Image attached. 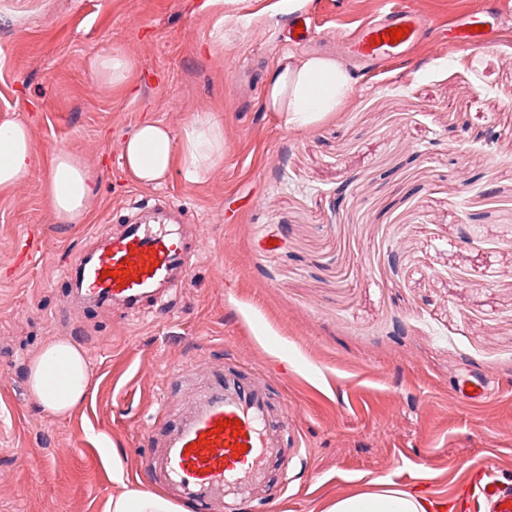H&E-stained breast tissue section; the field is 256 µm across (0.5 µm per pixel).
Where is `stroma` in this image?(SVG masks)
I'll list each match as a JSON object with an SVG mask.
<instances>
[{"label": "stroma", "instance_id": "1", "mask_svg": "<svg viewBox=\"0 0 512 512\" xmlns=\"http://www.w3.org/2000/svg\"><path fill=\"white\" fill-rule=\"evenodd\" d=\"M491 1V41L352 67L343 106L292 131L264 105L270 71L386 0H310L305 44L283 36L286 0H0V123L35 147L0 193V512H106L146 486L149 427L191 397L171 371L200 384L227 362L271 380L304 448L274 464L272 507L238 512H323L375 480L483 512L459 498L469 480L512 481V0H403L439 26ZM110 51L127 85L98 77ZM203 112L224 155L199 180L139 183L112 155L144 119L178 133ZM57 149L97 177L84 223L46 201ZM149 200L179 205L200 238L186 284L145 315L64 309L68 255ZM55 339L91 370L64 416L27 386ZM462 377L489 380L480 404L460 402Z\"/></svg>", "mask_w": 512, "mask_h": 512}]
</instances>
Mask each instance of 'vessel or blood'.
I'll return each instance as SVG.
<instances>
[{
    "label": "vessel or blood",
    "instance_id": "1",
    "mask_svg": "<svg viewBox=\"0 0 512 512\" xmlns=\"http://www.w3.org/2000/svg\"><path fill=\"white\" fill-rule=\"evenodd\" d=\"M498 26L491 12L448 24L460 45L487 42ZM405 28L400 41L388 31ZM436 31L425 16L394 0L381 19L348 39L349 52L366 63H383L405 54ZM195 250L182 231L158 220L129 224L69 259L64 307L139 309L183 286L192 272ZM126 279H119V271ZM288 412L275 408L266 382L236 368H221L199 390L188 412L162 433H148L143 465L153 479L192 512H224L270 489L269 472L288 446ZM469 493L490 512H512V483L475 480Z\"/></svg>",
    "mask_w": 512,
    "mask_h": 512
}]
</instances>
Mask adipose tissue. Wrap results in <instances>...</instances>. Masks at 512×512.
<instances>
[{"mask_svg":"<svg viewBox=\"0 0 512 512\" xmlns=\"http://www.w3.org/2000/svg\"><path fill=\"white\" fill-rule=\"evenodd\" d=\"M353 88L352 75L340 61L320 55L289 56L273 69L265 104L284 125L304 130L337 111ZM224 154L220 124L211 116H195L182 130L144 120L125 139L126 172L142 183L162 180L173 168L186 179H198ZM35 149L25 125L0 124V192L10 190L30 172ZM95 180L81 162L57 150L46 182V197L59 218L68 224L86 219V201ZM91 374L80 348L66 340L49 342L29 365L31 395L50 414H68L85 397ZM423 499L393 483L336 500L325 512H426ZM107 512H184L162 493L128 487L112 496Z\"/></svg>","mask_w":512,"mask_h":512,"instance_id":"1","label":"adipose tissue"}]
</instances>
